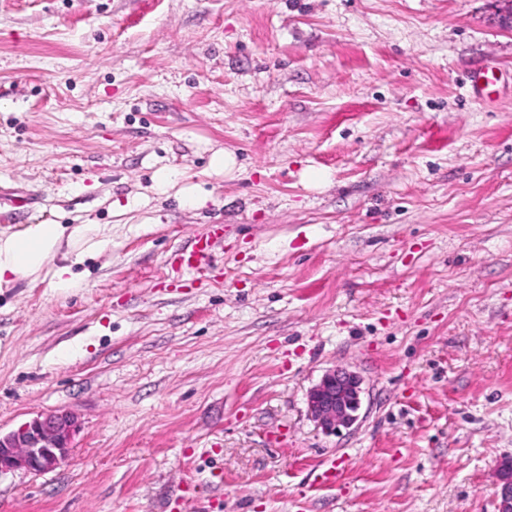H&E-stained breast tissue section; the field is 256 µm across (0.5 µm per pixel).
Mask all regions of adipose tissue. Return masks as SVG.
Instances as JSON below:
<instances>
[{
  "label": "adipose tissue",
  "mask_w": 512,
  "mask_h": 512,
  "mask_svg": "<svg viewBox=\"0 0 512 512\" xmlns=\"http://www.w3.org/2000/svg\"><path fill=\"white\" fill-rule=\"evenodd\" d=\"M95 227L85 224L67 229L61 224H32L22 232L0 237V286L38 273L64 237H87Z\"/></svg>",
  "instance_id": "1"
}]
</instances>
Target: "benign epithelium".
Returning <instances> with one entry per match:
<instances>
[{
	"label": "benign epithelium",
	"mask_w": 512,
	"mask_h": 512,
	"mask_svg": "<svg viewBox=\"0 0 512 512\" xmlns=\"http://www.w3.org/2000/svg\"><path fill=\"white\" fill-rule=\"evenodd\" d=\"M360 394L359 376L335 366L308 392L310 417L326 433L350 426L357 420ZM75 427L71 414L52 412L0 434V473L24 470L41 474L56 469L68 454ZM501 481L499 512H512V475L506 468Z\"/></svg>",
	"instance_id": "benign-epithelium-1"
}]
</instances>
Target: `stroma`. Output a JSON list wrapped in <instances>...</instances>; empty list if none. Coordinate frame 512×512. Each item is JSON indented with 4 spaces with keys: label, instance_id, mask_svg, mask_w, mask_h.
I'll list each match as a JSON object with an SVG mask.
<instances>
[{
    "label": "stroma",
    "instance_id": "1",
    "mask_svg": "<svg viewBox=\"0 0 512 512\" xmlns=\"http://www.w3.org/2000/svg\"><path fill=\"white\" fill-rule=\"evenodd\" d=\"M507 8L0 0V235L100 231L0 288V431L76 421L57 469L0 474V512H498ZM214 224L212 266L172 270ZM336 366L361 407L328 434L307 394Z\"/></svg>",
    "mask_w": 512,
    "mask_h": 512
}]
</instances>
